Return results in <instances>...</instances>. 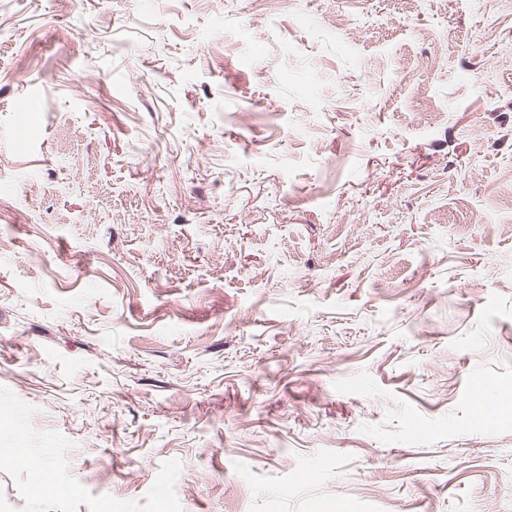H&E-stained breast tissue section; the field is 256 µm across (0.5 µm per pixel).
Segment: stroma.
<instances>
[{"label":"stroma","instance_id":"1","mask_svg":"<svg viewBox=\"0 0 512 512\" xmlns=\"http://www.w3.org/2000/svg\"><path fill=\"white\" fill-rule=\"evenodd\" d=\"M473 391L512 0H0V512H512Z\"/></svg>","mask_w":512,"mask_h":512}]
</instances>
